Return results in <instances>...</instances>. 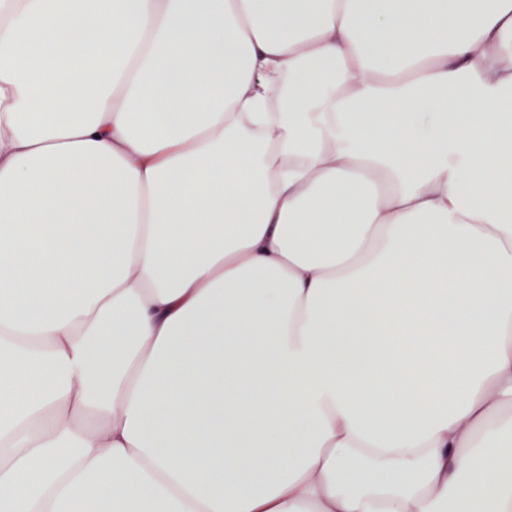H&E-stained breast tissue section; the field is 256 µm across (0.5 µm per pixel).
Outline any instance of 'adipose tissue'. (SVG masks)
I'll list each match as a JSON object with an SVG mask.
<instances>
[{"mask_svg":"<svg viewBox=\"0 0 512 512\" xmlns=\"http://www.w3.org/2000/svg\"><path fill=\"white\" fill-rule=\"evenodd\" d=\"M15 436L0 512H512V0H24Z\"/></svg>","mask_w":512,"mask_h":512,"instance_id":"ef3b65f1","label":"adipose tissue"}]
</instances>
